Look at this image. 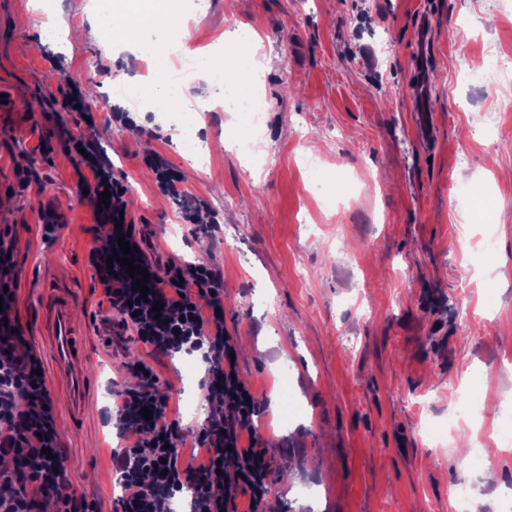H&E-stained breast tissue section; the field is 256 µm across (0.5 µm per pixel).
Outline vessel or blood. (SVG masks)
<instances>
[{
	"label": "vessel or blood",
	"mask_w": 512,
	"mask_h": 512,
	"mask_svg": "<svg viewBox=\"0 0 512 512\" xmlns=\"http://www.w3.org/2000/svg\"><path fill=\"white\" fill-rule=\"evenodd\" d=\"M80 299L67 284L49 289L39 309L44 336L56 366L67 378L68 398L73 412H82L87 400L85 392L91 371L80 338L84 328L75 317Z\"/></svg>",
	"instance_id": "obj_1"
}]
</instances>
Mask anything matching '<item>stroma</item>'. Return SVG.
<instances>
[{
    "mask_svg": "<svg viewBox=\"0 0 512 512\" xmlns=\"http://www.w3.org/2000/svg\"><path fill=\"white\" fill-rule=\"evenodd\" d=\"M24 2L0 0V94L14 103L0 112V228L19 234L27 338L44 263L72 272L83 297L75 315L89 329L93 382L82 420L49 385L67 486L113 512L112 452L125 441L109 416L126 364L158 375L167 421L207 423L200 353L169 356L133 336L117 352L105 334L118 316L87 264L97 219L66 138L80 120L63 106L74 84L150 255L222 274L239 377L262 403L252 434L270 462L266 512L294 499L312 512H451L462 478L483 485L475 512H500L512 491V79L468 74L512 52V0H208L186 45L257 41L266 157L234 153L247 117L217 112L198 134L203 169L187 163L183 128L163 113L106 103L114 70L143 74L141 59L125 52L105 67L101 48L79 37L85 16L72 0L40 11ZM423 82L435 124L427 141L417 132ZM486 110L503 118L484 135L475 126ZM310 158L349 177L342 205L311 190ZM158 162L201 201L207 234L182 228ZM467 184L491 193L482 216L455 194ZM49 197L65 218L57 235L41 222ZM465 397L490 434L476 461L466 428L446 434Z\"/></svg>",
    "mask_w": 512,
    "mask_h": 512,
    "instance_id": "1",
    "label": "stroma"
}]
</instances>
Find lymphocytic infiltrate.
Returning <instances> with one entry per match:
<instances>
[{
  "label": "lymphocytic infiltrate",
  "instance_id": "1",
  "mask_svg": "<svg viewBox=\"0 0 512 512\" xmlns=\"http://www.w3.org/2000/svg\"><path fill=\"white\" fill-rule=\"evenodd\" d=\"M70 146H82L78 167L89 177L80 189L97 207L100 234L87 263L94 280L119 316V326L133 330L138 341L154 350L176 354L202 352L209 362L205 399L214 414L205 428L193 434L206 449L204 464L181 466L183 437L165 420L166 401L155 375L130 365L134 385L119 391L116 425L127 441L113 456L125 490L121 512H175L178 495L191 488L190 512H240L238 497L248 499L247 512H260L268 491L267 451L257 440H245L259 402L240 380L233 357L235 344L219 310L224 306L223 284L215 269L204 263L176 265L151 260L148 238L132 225L128 242L137 265L150 275L149 293L133 291V280L121 263H109L118 252L117 225L125 211V191L85 133L70 136ZM109 200H102V192ZM18 240L14 230L0 229V512H39L52 504L54 512H80L75 493L67 491L60 468L63 457L51 392L41 375V361L27 342L15 316L18 279ZM207 298L200 306L199 298ZM151 418H144V410Z\"/></svg>",
  "mask_w": 512,
  "mask_h": 512
}]
</instances>
